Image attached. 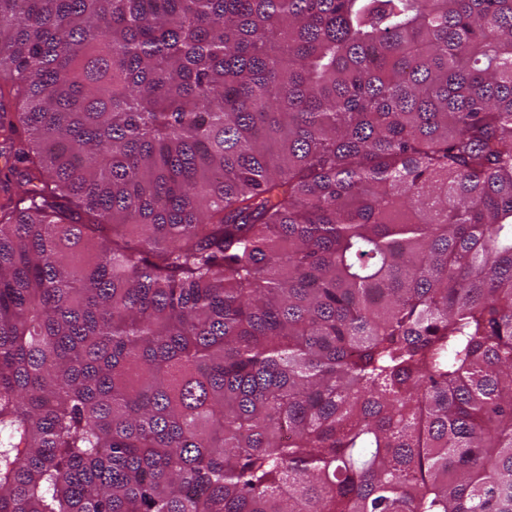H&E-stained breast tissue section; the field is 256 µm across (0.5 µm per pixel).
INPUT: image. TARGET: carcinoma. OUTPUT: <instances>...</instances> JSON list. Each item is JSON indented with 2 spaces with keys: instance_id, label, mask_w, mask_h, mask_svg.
Wrapping results in <instances>:
<instances>
[{
  "instance_id": "1",
  "label": "carcinoma",
  "mask_w": 512,
  "mask_h": 512,
  "mask_svg": "<svg viewBox=\"0 0 512 512\" xmlns=\"http://www.w3.org/2000/svg\"><path fill=\"white\" fill-rule=\"evenodd\" d=\"M0 156V512H512V0H0Z\"/></svg>"
}]
</instances>
